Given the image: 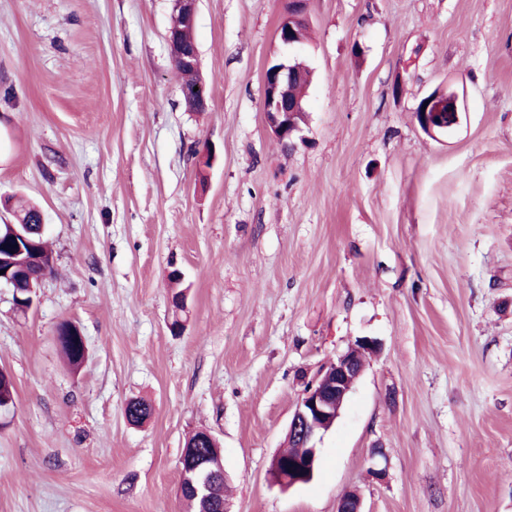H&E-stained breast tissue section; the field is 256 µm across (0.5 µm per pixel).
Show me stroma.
I'll use <instances>...</instances> for the list:
<instances>
[{
  "instance_id": "35a3bbf8",
  "label": "stroma",
  "mask_w": 512,
  "mask_h": 512,
  "mask_svg": "<svg viewBox=\"0 0 512 512\" xmlns=\"http://www.w3.org/2000/svg\"><path fill=\"white\" fill-rule=\"evenodd\" d=\"M286 7L199 0L193 112L172 0H0V224L31 200L54 257L27 312L0 288V512H183L199 430L227 512H336L350 492L364 512H512V0H309L289 147L261 79ZM448 87L460 122L427 135L415 109ZM64 321L87 341L76 370ZM362 337L378 349L313 479L282 489L307 382ZM199 0H172L173 10L171 16V23L167 34V43L172 65L180 77L179 91L181 90L182 100L185 106L193 111L200 112L208 107L209 92L207 90L205 80H201L197 85L198 77L195 73L182 71L190 70L198 71L201 73V62L198 49L189 50L188 47L193 49L197 47L193 30L187 29L183 32V42L181 32L183 28L195 27V20L197 15V4ZM198 87L195 92L194 87ZM197 93V94H196ZM197 98V102H196ZM198 105V106H197ZM206 434L210 441L217 446V440L209 432L197 431L186 441L185 448L186 455L184 461L181 463L182 469H187L190 458L209 457L212 460H220L222 462L223 453L221 448L215 447L211 442H208ZM197 451L198 455L193 456L192 451ZM222 456V459H221Z\"/></svg>"
}]
</instances>
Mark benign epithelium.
Listing matches in <instances>:
<instances>
[{
	"instance_id": "obj_1",
	"label": "benign epithelium",
	"mask_w": 512,
	"mask_h": 512,
	"mask_svg": "<svg viewBox=\"0 0 512 512\" xmlns=\"http://www.w3.org/2000/svg\"><path fill=\"white\" fill-rule=\"evenodd\" d=\"M173 10L167 34V43L174 69L201 70L198 50H190L181 38L185 28L195 27L198 0H172ZM307 0H288V7L276 29V39L283 55L269 62L263 73V112L273 134L282 142L290 143L300 132L298 113L303 111L300 100L293 95L294 84L305 77L302 69L292 63L301 39L298 29L304 22ZM417 112L421 127L429 134H445L459 124L461 106L453 91L438 90L423 98ZM374 341L363 338L351 346L336 361L323 369L304 390L291 418L287 436L301 439L307 448L306 456L296 462L279 457L272 462L277 483L290 488L305 483L313 475L319 458L317 441L329 431L363 372L361 354L373 350ZM196 479L195 494L202 495L209 480L224 474V467L207 459L199 460L191 469Z\"/></svg>"
}]
</instances>
